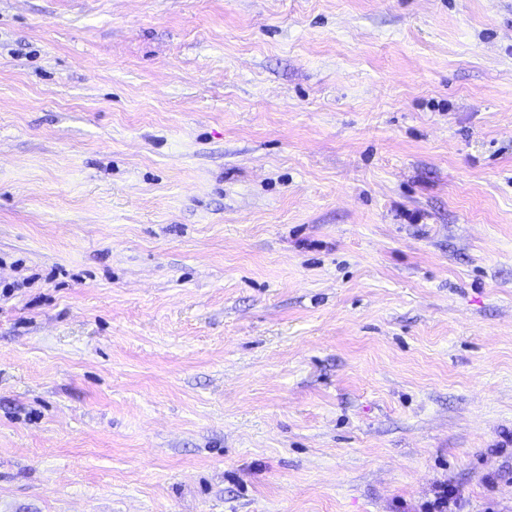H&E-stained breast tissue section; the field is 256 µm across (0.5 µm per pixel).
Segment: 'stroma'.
<instances>
[{
  "instance_id": "1",
  "label": "stroma",
  "mask_w": 512,
  "mask_h": 512,
  "mask_svg": "<svg viewBox=\"0 0 512 512\" xmlns=\"http://www.w3.org/2000/svg\"><path fill=\"white\" fill-rule=\"evenodd\" d=\"M512 512V0H0V512ZM461 492L453 485L444 486L438 496L427 507L428 512H457L460 508ZM453 506L455 510L451 507Z\"/></svg>"
}]
</instances>
